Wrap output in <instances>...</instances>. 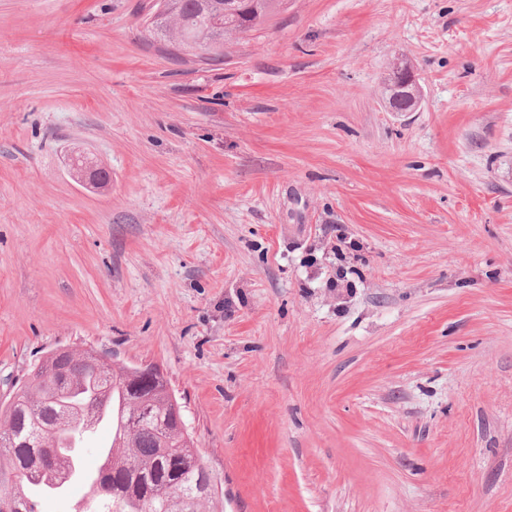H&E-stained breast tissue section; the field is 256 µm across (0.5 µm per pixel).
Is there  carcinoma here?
Segmentation results:
<instances>
[{"mask_svg":"<svg viewBox=\"0 0 512 512\" xmlns=\"http://www.w3.org/2000/svg\"><path fill=\"white\" fill-rule=\"evenodd\" d=\"M225 0H166L156 25L173 23L185 48L206 53L224 43ZM282 0H243V32L263 26ZM87 354L62 352L56 370H32L10 397L0 419V503L12 512H39L32 497L33 467L51 466L64 434L82 436L84 420H97L99 404H62L60 392L95 379L112 399H123L121 425L112 426V481L103 483L80 512H224L212 471L183 433L171 410L167 383L124 365L88 366Z\"/></svg>","mask_w":512,"mask_h":512,"instance_id":"obj_1","label":"carcinoma"}]
</instances>
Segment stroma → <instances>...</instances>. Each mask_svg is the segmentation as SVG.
<instances>
[{
	"mask_svg": "<svg viewBox=\"0 0 512 512\" xmlns=\"http://www.w3.org/2000/svg\"><path fill=\"white\" fill-rule=\"evenodd\" d=\"M155 10L0 0V404L91 347L224 512H512V0H286L217 60ZM391 77L395 83V89L397 91V99L401 103V108L393 106L395 101L391 100V108L395 112H413L415 111L422 102V90L418 85L413 68L409 62H403L398 60L393 67Z\"/></svg>",
	"mask_w": 512,
	"mask_h": 512,
	"instance_id": "35a3bbf8",
	"label": "stroma"
}]
</instances>
